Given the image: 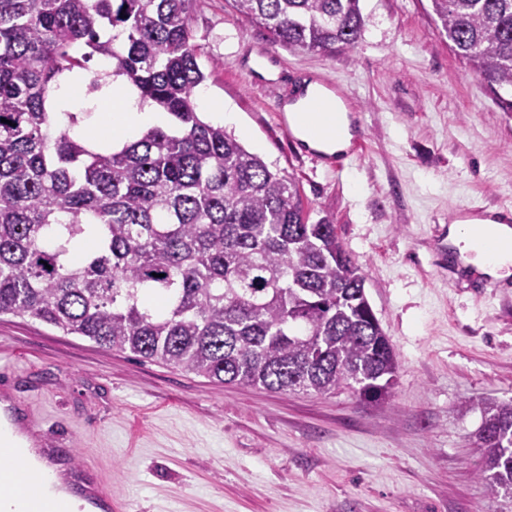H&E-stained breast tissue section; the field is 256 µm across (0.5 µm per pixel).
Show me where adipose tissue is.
Masks as SVG:
<instances>
[{"label":"adipose tissue","mask_w":512,"mask_h":512,"mask_svg":"<svg viewBox=\"0 0 512 512\" xmlns=\"http://www.w3.org/2000/svg\"><path fill=\"white\" fill-rule=\"evenodd\" d=\"M289 119L302 142L315 150L342 151L352 138L351 122L342 102L322 95L319 86L312 82L307 85L306 97L293 106ZM100 121L111 124L113 134L129 136L163 125L165 117L150 103L142 101L130 84L118 81L112 85L111 98L103 104ZM448 244L484 275L501 279L512 273V226L462 220L449 226ZM0 437L11 445L16 458L25 460L36 473L34 482L23 486L20 495L0 505L5 512H37L46 502L68 508L69 512H79L80 498L56 480L55 465L41 459L13 431H5Z\"/></svg>","instance_id":"adipose-tissue-1"}]
</instances>
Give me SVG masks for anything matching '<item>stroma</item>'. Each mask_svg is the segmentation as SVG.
<instances>
[{"instance_id":"stroma-1","label":"stroma","mask_w":512,"mask_h":512,"mask_svg":"<svg viewBox=\"0 0 512 512\" xmlns=\"http://www.w3.org/2000/svg\"><path fill=\"white\" fill-rule=\"evenodd\" d=\"M354 48L293 52L225 0H193L201 88L229 129L334 220L399 359L391 395L317 397L221 384L40 322L0 315V383L70 442L125 512H512L473 437L512 400V288H474L435 247L460 207L512 204V112L448 46L428 0H362ZM273 74L332 79L368 144L340 171L302 155Z\"/></svg>"}]
</instances>
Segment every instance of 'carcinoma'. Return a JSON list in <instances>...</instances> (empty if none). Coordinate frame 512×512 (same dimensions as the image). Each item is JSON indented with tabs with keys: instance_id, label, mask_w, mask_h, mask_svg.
<instances>
[{
	"instance_id": "carcinoma-1",
	"label": "carcinoma",
	"mask_w": 512,
	"mask_h": 512,
	"mask_svg": "<svg viewBox=\"0 0 512 512\" xmlns=\"http://www.w3.org/2000/svg\"><path fill=\"white\" fill-rule=\"evenodd\" d=\"M193 0H0V314L222 384L386 398L399 363L365 274L284 171L206 121ZM451 50L512 112V0H429ZM294 51L358 43L361 0H228ZM171 117L120 148L52 103L94 55ZM475 447L512 494V401Z\"/></svg>"
}]
</instances>
